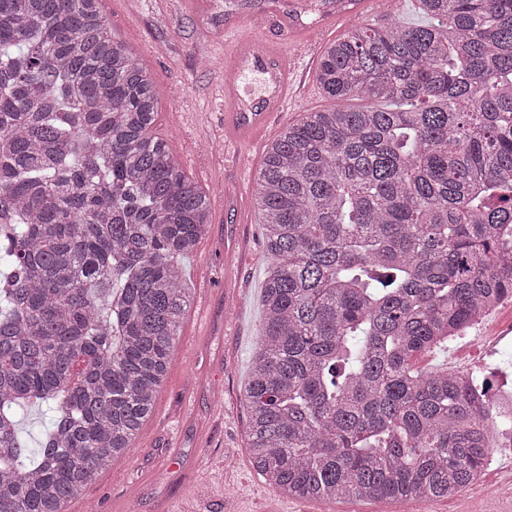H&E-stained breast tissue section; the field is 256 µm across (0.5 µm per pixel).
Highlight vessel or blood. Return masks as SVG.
<instances>
[{
    "label": "vessel or blood",
    "instance_id": "b4317fda",
    "mask_svg": "<svg viewBox=\"0 0 512 512\" xmlns=\"http://www.w3.org/2000/svg\"><path fill=\"white\" fill-rule=\"evenodd\" d=\"M224 30L234 39L224 53V139L246 145V152L233 156L243 169L250 151L263 148L273 118L287 112L299 51L314 50L315 41L293 24L282 26L280 39H273L270 23L251 27L237 13L226 15Z\"/></svg>",
    "mask_w": 512,
    "mask_h": 512
}]
</instances>
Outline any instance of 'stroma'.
<instances>
[{"mask_svg":"<svg viewBox=\"0 0 512 512\" xmlns=\"http://www.w3.org/2000/svg\"><path fill=\"white\" fill-rule=\"evenodd\" d=\"M112 32L141 50L159 94L157 136L210 197V227L184 259L194 301L154 414L131 451L100 473L69 512H376V503L276 496L246 453L243 389L256 345L269 266L252 203L262 165L224 161L226 0H101ZM307 57L288 126L327 101ZM239 289L227 297L225 282Z\"/></svg>","mask_w":512,"mask_h":512,"instance_id":"obj_1","label":"stroma"}]
</instances>
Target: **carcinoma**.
<instances>
[{
	"instance_id": "cac0c4a2",
	"label": "carcinoma",
	"mask_w": 512,
	"mask_h": 512,
	"mask_svg": "<svg viewBox=\"0 0 512 512\" xmlns=\"http://www.w3.org/2000/svg\"><path fill=\"white\" fill-rule=\"evenodd\" d=\"M417 9L325 47L257 179L247 448L286 498L434 503L492 453L473 378L412 363L512 297V0ZM158 107L100 0H0V512H65L155 411L210 212ZM54 413L45 406L28 407L21 416L19 428L28 440L30 447L37 448L47 428L52 422Z\"/></svg>"
}]
</instances>
